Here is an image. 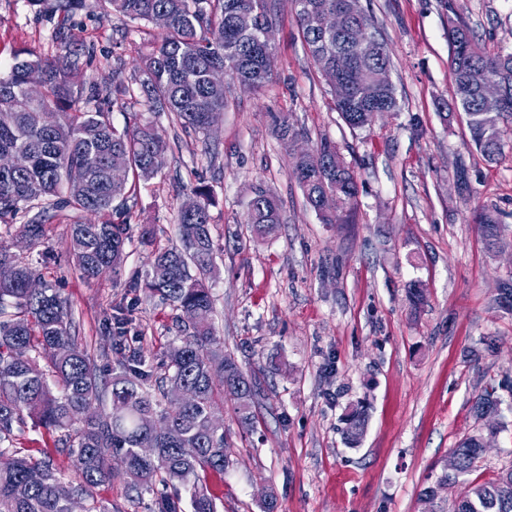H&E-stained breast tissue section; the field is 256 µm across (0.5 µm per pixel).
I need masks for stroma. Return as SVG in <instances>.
<instances>
[{"label":"stroma","instance_id":"obj_1","mask_svg":"<svg viewBox=\"0 0 512 512\" xmlns=\"http://www.w3.org/2000/svg\"><path fill=\"white\" fill-rule=\"evenodd\" d=\"M56 0H0V70L16 50L51 53L66 24L90 52L84 79L109 102L112 123L145 112L142 100H114L116 82L140 75L143 53L159 29L106 13L103 0H81L61 17ZM391 58L400 109L349 128L304 44L292 0H279L273 78L260 91L230 84L229 104L209 136L182 132L168 115L153 121L169 142L161 174L140 185L133 224L155 227L156 242L176 237L175 215L196 180L214 195L209 208L219 273L212 283L213 321L224 348L259 374L257 428L242 433L224 411L231 464L208 477L221 512H262L275 494L279 512H417V497L465 436L485 431L476 398L495 390L503 427L490 438L475 481L512 466V306L500 294L512 278V123L502 124V154L476 150L462 112L452 109L450 16L463 20L490 50L512 52V0H361ZM289 115L302 136L286 145L275 119ZM335 144L354 170L357 202L343 224H325L291 176L294 152ZM214 145L203 149L204 142ZM264 183L282 204L271 237L244 224L251 188ZM495 214L503 243L488 249L475 213ZM0 243L34 261L68 297L89 352L104 338L112 305L133 310L128 335L147 363L160 366L178 341L170 308L127 291L149 250L133 245L122 271L87 281L70 255L68 224L51 225L45 242ZM419 287L420 306L408 290ZM367 406L365 435L345 439V416ZM43 429L26 425L14 447L38 458L50 452L64 480L71 460ZM159 491L128 490L122 478L99 485L96 501L114 512H157Z\"/></svg>","mask_w":512,"mask_h":512}]
</instances>
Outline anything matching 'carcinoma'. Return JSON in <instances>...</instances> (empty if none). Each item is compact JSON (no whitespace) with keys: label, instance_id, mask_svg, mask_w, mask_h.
I'll return each mask as SVG.
<instances>
[{"label":"carcinoma","instance_id":"carcinoma-1","mask_svg":"<svg viewBox=\"0 0 512 512\" xmlns=\"http://www.w3.org/2000/svg\"><path fill=\"white\" fill-rule=\"evenodd\" d=\"M301 35L319 68L341 62L351 54L366 69L359 76L348 67L340 70L341 83L333 91L335 107L347 125L363 128L366 112L400 110L396 89L388 80L391 61L372 17L361 0H292ZM110 10L132 21L149 23L162 13L168 23L157 46L145 57L137 89L119 83V96L140 97L153 112L174 115L182 130L207 133L210 118L224 111L227 95L209 86V71L229 69L231 80L258 90L272 78V47L260 43L262 30L277 23L276 0H106ZM340 14L343 31L326 32L320 16ZM251 18L250 31L240 26ZM56 38L65 52L47 56L22 49L15 52L5 74H0V155L16 163L0 169V226H16L21 238L35 246L47 236L48 226L66 215L70 248L82 278L107 273L118 278L127 259L131 235V207L126 200L137 185L161 172L168 142L139 112L131 113L121 130L110 120V108L98 100L95 89L78 79L83 46L71 41L60 27ZM451 46L453 105L464 112L476 148L489 161L500 154L499 124L512 120V52H489L466 23L448 28ZM35 69L43 76L39 101L25 93L26 77ZM487 79L500 81L505 105L492 116L482 112L479 90ZM58 114L52 127L42 123L41 111ZM279 138L293 144L300 136L288 116L276 120ZM292 175L323 223L335 224L339 213L351 209L357 196L354 171L340 159L335 146L324 142L314 155H294ZM125 169L123 184L108 178V169ZM340 195L331 211L321 208L325 194ZM195 207L181 205L177 214L179 243L156 247L146 268L137 271L127 288L156 296L170 307L180 328V344L166 352L163 371L156 372L140 351L127 349L129 309L118 306L103 318L112 349L126 350L117 366L103 373L76 336L68 300L37 266L19 259L0 245V265L14 268L11 279L0 281V456L13 447L15 431L32 423L57 434L56 442L68 450L77 480L70 494L93 499L92 490L112 481V460L123 464L122 476L138 490L162 486L158 512H182L188 498L192 512H219L207 476L230 465L224 422L211 418L224 413L229 403L239 426L251 430L254 407L262 389L255 374H246L234 354L224 351L212 321L199 323V310L213 312L207 281L217 272L212 237L210 190L191 189ZM109 219L86 224L81 214ZM485 241L501 246V225L494 215L476 216ZM245 223L260 238L274 234L281 224L279 198L262 184L253 187ZM36 280L37 291L29 288ZM190 387L188 403L172 393ZM501 404L495 391H485L474 405L477 417ZM123 414L112 417V408ZM366 413L361 407L347 416V437L358 444L365 433ZM484 434L462 439L452 455L457 468L443 467L417 498L418 512H440L437 486L461 483L464 491L453 512H512V467L496 478L478 483L465 479L483 457ZM181 448H194L185 458ZM62 481L53 457H17L0 463V512H70L61 491Z\"/></svg>","mask_w":512,"mask_h":512}]
</instances>
